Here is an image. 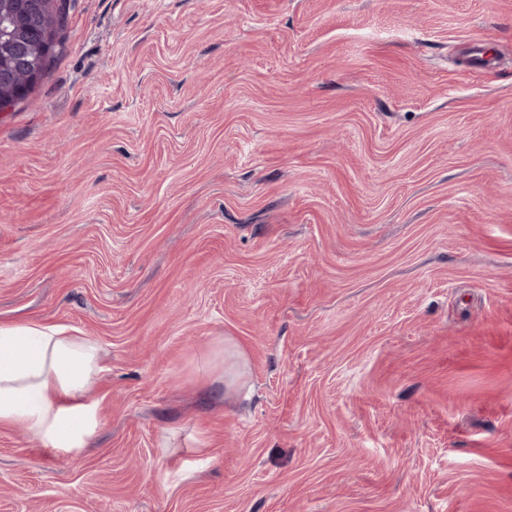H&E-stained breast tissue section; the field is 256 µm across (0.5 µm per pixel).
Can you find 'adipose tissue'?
<instances>
[{
	"label": "adipose tissue",
	"instance_id": "obj_1",
	"mask_svg": "<svg viewBox=\"0 0 512 512\" xmlns=\"http://www.w3.org/2000/svg\"><path fill=\"white\" fill-rule=\"evenodd\" d=\"M102 370L96 342L66 328L0 325V425L71 452L96 429L87 394Z\"/></svg>",
	"mask_w": 512,
	"mask_h": 512
}]
</instances>
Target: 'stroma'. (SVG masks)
<instances>
[{
    "label": "stroma",
    "mask_w": 512,
    "mask_h": 512,
    "mask_svg": "<svg viewBox=\"0 0 512 512\" xmlns=\"http://www.w3.org/2000/svg\"><path fill=\"white\" fill-rule=\"evenodd\" d=\"M15 323L105 370L78 453L0 426V512H512V0H67ZM244 352L224 339V398L236 393L245 376Z\"/></svg>",
    "instance_id": "35a3bbf8"
}]
</instances>
